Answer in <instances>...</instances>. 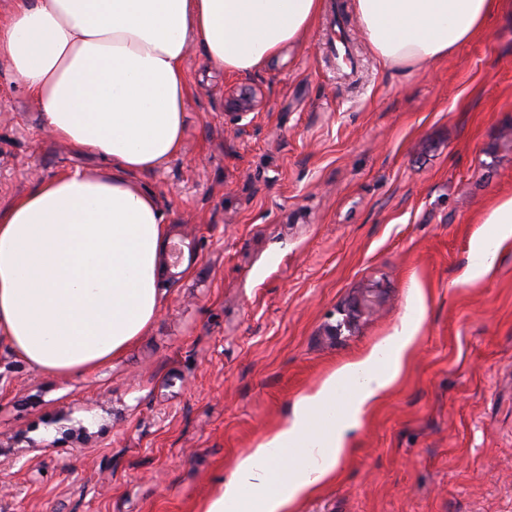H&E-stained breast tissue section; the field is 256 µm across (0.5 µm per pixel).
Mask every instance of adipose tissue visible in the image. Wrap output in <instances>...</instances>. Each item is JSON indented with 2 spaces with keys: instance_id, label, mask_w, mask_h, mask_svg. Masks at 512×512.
I'll return each instance as SVG.
<instances>
[{
  "instance_id": "obj_1",
  "label": "adipose tissue",
  "mask_w": 512,
  "mask_h": 512,
  "mask_svg": "<svg viewBox=\"0 0 512 512\" xmlns=\"http://www.w3.org/2000/svg\"><path fill=\"white\" fill-rule=\"evenodd\" d=\"M324 0H13L0 57L52 137L106 171L45 178L0 207V339L34 369L89 372L142 336L159 311L165 216L134 181L178 154L191 44L211 66L248 74L302 47ZM378 64L407 74L483 34L512 0H353ZM419 323L405 321L294 404L238 459L196 512H292L335 480L367 408L402 378Z\"/></svg>"
}]
</instances>
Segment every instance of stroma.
<instances>
[{"mask_svg":"<svg viewBox=\"0 0 512 512\" xmlns=\"http://www.w3.org/2000/svg\"><path fill=\"white\" fill-rule=\"evenodd\" d=\"M359 57L338 69L335 16ZM181 152L138 182L190 244L147 332L51 376L0 341V512H196L329 372L421 319L407 374L295 512H512V240L472 279L512 197V15L412 77L382 69L352 0L302 50L228 74L186 62ZM255 112L236 117L228 92ZM102 161L57 142L0 62V203ZM354 331L331 328L373 283ZM423 304H416V297ZM497 244L483 246L478 244L472 252L469 272L472 278L478 277L490 268L496 259Z\"/></svg>","mask_w":512,"mask_h":512,"instance_id":"stroma-1","label":"stroma"}]
</instances>
